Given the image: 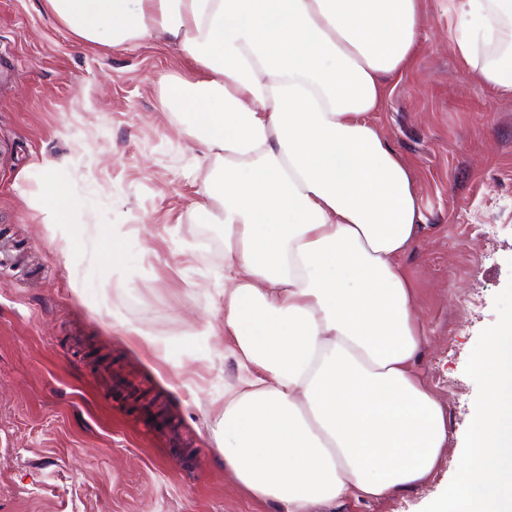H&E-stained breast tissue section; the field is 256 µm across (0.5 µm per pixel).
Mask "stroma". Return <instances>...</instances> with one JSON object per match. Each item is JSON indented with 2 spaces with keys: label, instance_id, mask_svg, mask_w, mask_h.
I'll list each match as a JSON object with an SVG mask.
<instances>
[{
  "label": "stroma",
  "instance_id": "1",
  "mask_svg": "<svg viewBox=\"0 0 512 512\" xmlns=\"http://www.w3.org/2000/svg\"><path fill=\"white\" fill-rule=\"evenodd\" d=\"M457 21L434 0L414 64L374 115L417 179L425 228L403 258L427 330L415 369L448 446L418 488L312 512H428L469 446L474 358L512 315V96L466 79L446 40ZM168 74L191 67L160 42L89 45L42 0H0V239L20 250L0 266V512H279L232 484L217 449L237 369L195 328L224 324V251L203 241L223 227L193 211L207 170L161 109ZM48 177L72 191L67 253L31 201Z\"/></svg>",
  "mask_w": 512,
  "mask_h": 512
}]
</instances>
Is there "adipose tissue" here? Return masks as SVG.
Instances as JSON below:
<instances>
[{"label": "adipose tissue", "instance_id": "1", "mask_svg": "<svg viewBox=\"0 0 512 512\" xmlns=\"http://www.w3.org/2000/svg\"><path fill=\"white\" fill-rule=\"evenodd\" d=\"M450 47L512 96V0H453ZM76 39L153 38L192 62L164 111L203 148L194 204L224 227V338L239 375L217 437L224 472L281 512L380 499L428 480L448 442L415 374L426 332L401 260L423 226L415 177L374 113L421 44L428 0H44ZM505 44L480 57L482 43ZM44 222L70 249L68 185ZM471 445L431 512H512V322L483 339Z\"/></svg>", "mask_w": 512, "mask_h": 512}]
</instances>
